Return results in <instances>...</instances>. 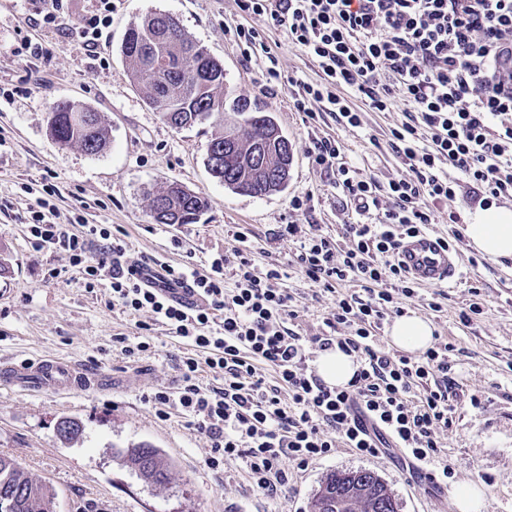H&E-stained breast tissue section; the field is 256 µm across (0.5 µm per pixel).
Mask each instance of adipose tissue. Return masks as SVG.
I'll list each match as a JSON object with an SVG mask.
<instances>
[{"instance_id": "ef3b65f1", "label": "adipose tissue", "mask_w": 512, "mask_h": 512, "mask_svg": "<svg viewBox=\"0 0 512 512\" xmlns=\"http://www.w3.org/2000/svg\"><path fill=\"white\" fill-rule=\"evenodd\" d=\"M464 235L482 256L495 262L512 260V207L494 205L470 214ZM433 334L431 321L415 313L397 317L389 329L392 345L409 353L426 351ZM314 366L326 384L342 387L351 380L358 364L354 356L333 348L321 352Z\"/></svg>"}]
</instances>
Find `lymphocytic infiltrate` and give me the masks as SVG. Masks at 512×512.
Segmentation results:
<instances>
[{"mask_svg": "<svg viewBox=\"0 0 512 512\" xmlns=\"http://www.w3.org/2000/svg\"><path fill=\"white\" fill-rule=\"evenodd\" d=\"M238 10L281 31L320 72L315 83L289 80L292 107L311 105L356 127L357 97L373 112L410 103L406 119L390 132L391 151L407 174L379 183L341 162L335 139L316 140L317 166L335 169L336 185L374 223L347 224L342 240L320 225L293 221L275 236L297 244L295 263L323 291L335 294L322 331L311 341L290 331L294 298L278 282V268L258 271L237 250L232 286L224 284L223 256L205 270L163 265L161 281L143 278L146 259L127 261L128 244L108 225L86 223L75 234L58 222L52 185L34 188L28 222L34 250L59 248L81 267L88 290L106 288L125 310L150 314L189 350L175 364L176 391L157 390L154 404L180 411L210 441L206 463L243 460L257 492L276 499L295 469L344 444L357 455L398 448L427 470L437 487H449L454 470L444 462L436 432L454 421L449 344L409 355L382 347L376 336L388 309L414 296V282L396 261L402 236L435 223L434 203L455 199L460 183L481 207L512 198V0H235ZM242 54L277 77V60L261 30L237 25ZM101 254L89 256V240ZM359 282L360 293L342 284ZM189 287L193 305L175 299ZM340 348L360 367L343 389L326 385L309 365L308 344ZM275 367L267 381L257 363ZM220 379L203 387L201 372Z\"/></svg>", "mask_w": 512, "mask_h": 512, "instance_id": "lymphocytic-infiltrate-1", "label": "lymphocytic infiltrate"}]
</instances>
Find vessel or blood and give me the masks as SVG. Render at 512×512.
Masks as SVG:
<instances>
[{
	"label": "vessel or blood",
	"instance_id": "1",
	"mask_svg": "<svg viewBox=\"0 0 512 512\" xmlns=\"http://www.w3.org/2000/svg\"><path fill=\"white\" fill-rule=\"evenodd\" d=\"M396 259L414 282L424 286L452 282L460 271L457 251L446 245L441 236L428 231L403 237ZM22 379L58 389L76 380L87 386L95 382L94 377L77 375L70 367L49 360L0 370V380L12 383Z\"/></svg>",
	"mask_w": 512,
	"mask_h": 512
}]
</instances>
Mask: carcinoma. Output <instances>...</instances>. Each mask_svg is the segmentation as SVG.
Segmentation results:
<instances>
[{"label":"carcinoma","mask_w":512,"mask_h":512,"mask_svg":"<svg viewBox=\"0 0 512 512\" xmlns=\"http://www.w3.org/2000/svg\"><path fill=\"white\" fill-rule=\"evenodd\" d=\"M166 14L153 13L132 24L121 44L125 60L133 65V76L144 98L157 109L172 128L181 130L211 119L224 120L232 112L241 121L224 127V134L213 138L207 149L211 175L227 188L252 196H265L284 190L291 178L293 152L279 153L275 169L266 173L249 164L252 152L261 145L271 146L273 133L280 132L274 119L257 104L233 94L224 82V67L181 28L165 31ZM48 130L62 146L76 144L91 155L103 151L108 133L100 116L88 107L60 102L49 113ZM237 137L235 149H224V136ZM224 156H213L216 150ZM167 208L156 212L158 224H194L207 208L200 195L172 183L159 193ZM59 435L71 441L81 433L73 420L58 423ZM123 461L139 469L143 479L157 486L168 484L170 464L155 448L140 445L122 451ZM55 503V493L45 483L32 478L15 460L0 456V512H41L39 501ZM310 512H396V501L387 486L363 470L334 472L327 476L310 503Z\"/></svg>","instance_id":"1"}]
</instances>
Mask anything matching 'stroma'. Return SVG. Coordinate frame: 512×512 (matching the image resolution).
<instances>
[{
  "instance_id": "obj_1",
  "label": "stroma",
  "mask_w": 512,
  "mask_h": 512,
  "mask_svg": "<svg viewBox=\"0 0 512 512\" xmlns=\"http://www.w3.org/2000/svg\"><path fill=\"white\" fill-rule=\"evenodd\" d=\"M89 7V0H71L69 17L48 29L35 25L27 0H0V88L12 94L11 100L0 99V201L10 203L0 209V261L7 266L0 276V367L54 358L110 383L97 390L60 392L0 383V456L15 459L50 485L56 512H308L328 474L356 469L378 475L399 512H458L452 491L413 478L393 449L361 457L337 447L294 471L274 501L253 488L242 460L210 469L208 438L189 427L178 411L164 418L147 401L158 389L176 388L175 359L185 350L183 341L157 325L152 352L125 355L119 337L136 344L137 324L147 321V313L130 314L109 304L106 291L89 293L68 254L34 251L24 224L34 202L24 188L44 180L57 189L54 202L61 217L79 207L89 223L123 229L133 260L156 257L173 266L189 262L201 267L221 253L229 273L240 244L234 234L242 232L257 269L275 263L287 271L283 285L298 304L290 327L308 338L319 333L332 296L294 269L295 244L276 239L274 231L294 219L319 224L336 237L342 225L358 219L346 208L335 173L313 163L311 141L335 137L344 162L387 182L406 171L386 144L390 128L404 119L405 103L389 112L362 111L356 128L339 125L325 113L310 119L295 111L287 80L315 82L317 67L273 29L265 37L274 45L278 78L246 60L227 29L240 22L258 28L262 21L240 14L234 0H115L112 24L91 56L81 49L73 23ZM154 12L177 18L190 38L223 63L225 81L235 94L272 113L294 153L285 190L255 197L228 189L206 165L207 145L221 126L206 122L177 131L146 102L120 46L129 25ZM22 34L42 45V56L14 55ZM62 101L99 112L108 130L101 153L63 148L50 137L47 117ZM172 182L206 198L208 207L197 223L154 222L150 196ZM298 195L309 196L310 202L296 216L290 202ZM471 210L463 193L438 205L430 230L451 240L461 272L442 291L419 287L403 306L429 319L435 338L452 348L456 420L438 430L436 439L455 482L482 484L483 512H512V262L493 263L466 240L455 239L457 226L449 215L463 219ZM52 268L59 269L58 277H48ZM475 296L483 312L462 323L459 313ZM435 300L440 310L431 309ZM64 419L82 424L79 440L60 438L57 424ZM142 444L157 448L171 462L167 487L150 486L120 459L121 450Z\"/></svg>"
}]
</instances>
